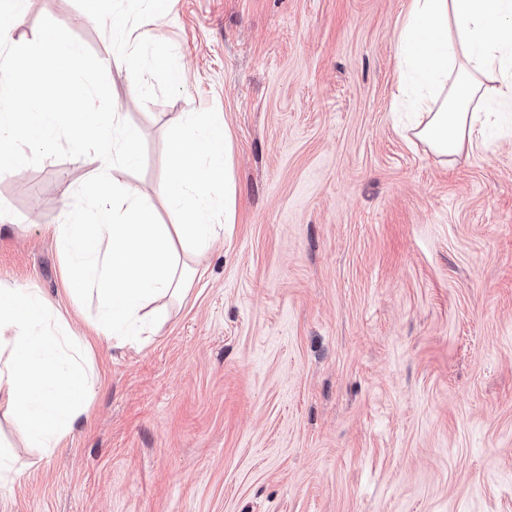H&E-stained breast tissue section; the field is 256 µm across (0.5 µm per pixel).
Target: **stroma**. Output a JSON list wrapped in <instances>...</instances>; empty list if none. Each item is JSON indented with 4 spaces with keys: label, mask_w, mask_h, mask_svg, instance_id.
<instances>
[{
    "label": "stroma",
    "mask_w": 512,
    "mask_h": 512,
    "mask_svg": "<svg viewBox=\"0 0 512 512\" xmlns=\"http://www.w3.org/2000/svg\"><path fill=\"white\" fill-rule=\"evenodd\" d=\"M408 2L99 0L96 22L87 0H26L9 43L46 16L109 65L141 132L115 184L176 223L167 146L202 116L231 135L236 222L150 336L117 346L52 232L90 207L96 161L0 174V286L50 301L95 379L51 449L0 404L20 470L0 512H512V127L448 163L402 129ZM116 8L138 40L115 64Z\"/></svg>",
    "instance_id": "1"
}]
</instances>
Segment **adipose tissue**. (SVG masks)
<instances>
[{
	"instance_id": "obj_1",
	"label": "adipose tissue",
	"mask_w": 512,
	"mask_h": 512,
	"mask_svg": "<svg viewBox=\"0 0 512 512\" xmlns=\"http://www.w3.org/2000/svg\"><path fill=\"white\" fill-rule=\"evenodd\" d=\"M397 55L395 109L415 114L414 137L438 157L473 149L477 132L512 112V0H410ZM488 76L493 86H485ZM72 134L98 162L95 204L89 215L69 211L53 233L69 255L65 279L73 294L99 302L97 335L125 344L143 334L145 309L190 289L186 256L207 251L219 236L210 193L216 182L224 184V221L234 223L230 136L200 121L171 142L172 174L159 193L179 220L159 224L135 189L109 184L110 170L138 161L140 133L123 113L86 104L73 115ZM58 319L34 289L0 287V398L42 448L72 429L94 393L81 363L59 366L78 345L55 328Z\"/></svg>"
}]
</instances>
